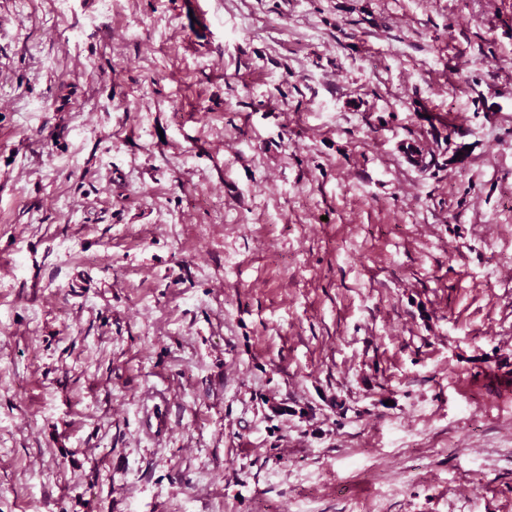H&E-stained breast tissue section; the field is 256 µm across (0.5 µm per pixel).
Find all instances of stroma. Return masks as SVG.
Masks as SVG:
<instances>
[{"label":"stroma","mask_w":512,"mask_h":512,"mask_svg":"<svg viewBox=\"0 0 512 512\" xmlns=\"http://www.w3.org/2000/svg\"><path fill=\"white\" fill-rule=\"evenodd\" d=\"M0 512H512V0H0Z\"/></svg>","instance_id":"35a3bbf8"}]
</instances>
